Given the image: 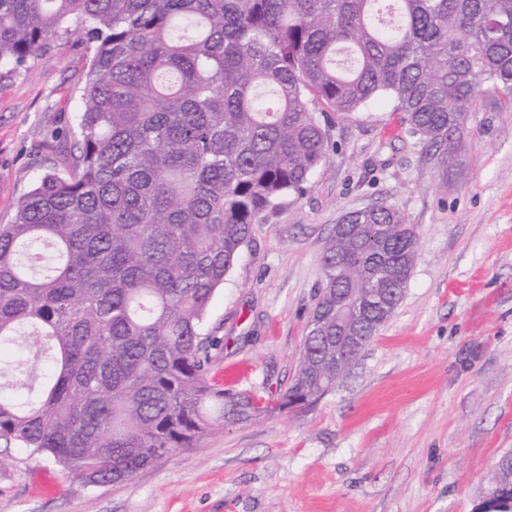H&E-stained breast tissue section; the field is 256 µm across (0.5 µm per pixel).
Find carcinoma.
I'll return each mask as SVG.
<instances>
[{
	"instance_id": "carcinoma-1",
	"label": "carcinoma",
	"mask_w": 512,
	"mask_h": 512,
	"mask_svg": "<svg viewBox=\"0 0 512 512\" xmlns=\"http://www.w3.org/2000/svg\"><path fill=\"white\" fill-rule=\"evenodd\" d=\"M70 26L92 47L79 156L0 224V344L52 365L0 380V444L122 483L268 411L213 388L223 339L203 322L258 214L324 160L331 114L385 95L456 166L479 98L512 100V0H0V70ZM341 223L280 409L336 384V305L381 290L396 307L413 268L397 208Z\"/></svg>"
}]
</instances>
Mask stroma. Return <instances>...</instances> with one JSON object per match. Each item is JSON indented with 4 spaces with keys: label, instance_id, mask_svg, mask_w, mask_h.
<instances>
[{
    "label": "stroma",
    "instance_id": "1",
    "mask_svg": "<svg viewBox=\"0 0 512 512\" xmlns=\"http://www.w3.org/2000/svg\"><path fill=\"white\" fill-rule=\"evenodd\" d=\"M92 49L71 32L0 78V224L36 179L70 167ZM386 203L418 233L403 299L314 406L225 426L92 486L0 445V512H475L512 453V103L482 96L458 168H438L379 100L339 115L303 193L263 212L211 301L224 338L210 374L260 396L286 389L341 218Z\"/></svg>",
    "mask_w": 512,
    "mask_h": 512
}]
</instances>
